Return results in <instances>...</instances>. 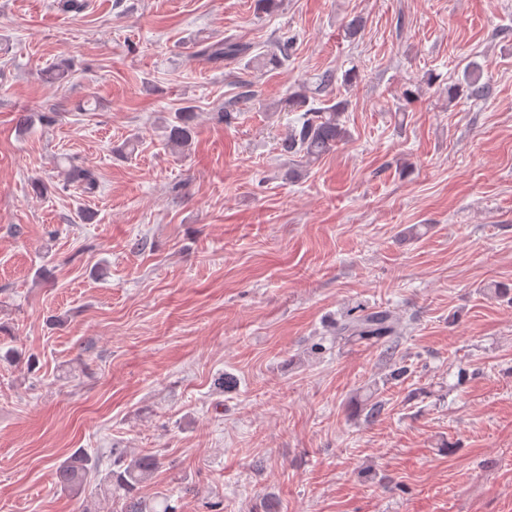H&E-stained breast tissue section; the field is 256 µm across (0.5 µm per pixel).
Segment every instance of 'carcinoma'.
I'll return each instance as SVG.
<instances>
[{
  "label": "carcinoma",
  "instance_id": "obj_1",
  "mask_svg": "<svg viewBox=\"0 0 512 512\" xmlns=\"http://www.w3.org/2000/svg\"><path fill=\"white\" fill-rule=\"evenodd\" d=\"M289 43L288 39L274 43L267 53L251 58L247 66H280L282 59L288 56ZM248 50L249 47L237 42L219 41L200 45L196 57L214 62L234 60L245 56ZM484 71L485 65L477 61L469 62L464 69L462 82L448 86V101L452 102L461 96L475 101L490 98L493 86L490 81L483 79ZM335 81V73L327 70L315 77L308 92L288 96V105L296 109L303 108L305 112L291 124L281 140V154L299 157L310 163L320 159L338 143L350 139V134L341 122L342 112L348 107L347 101L342 100L326 107L314 106ZM195 133L192 107H182L167 123V145L178 151L191 144ZM67 181L77 184L87 194H93L99 188L98 177L90 168H72L67 174ZM336 334L396 343L400 339L402 329L390 310L365 309L357 306L347 311L344 319L336 323ZM97 466L96 457L83 450L75 451L57 464V486L63 492L78 498L85 489L88 473ZM159 466L160 459L152 453L131 457L117 451L112 453V470L106 475L105 482L110 494L121 496L124 501V512H174V507L166 499L160 502L161 509L158 510L137 495L139 487Z\"/></svg>",
  "mask_w": 512,
  "mask_h": 512
}]
</instances>
